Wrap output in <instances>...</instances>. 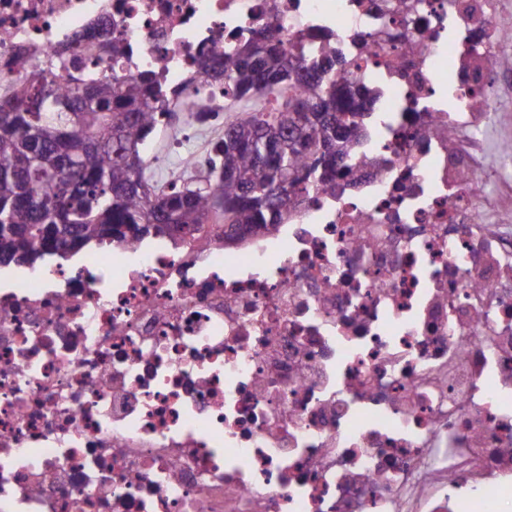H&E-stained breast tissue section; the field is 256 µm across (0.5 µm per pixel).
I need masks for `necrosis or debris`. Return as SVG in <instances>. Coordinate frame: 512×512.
Masks as SVG:
<instances>
[{
  "label": "necrosis or debris",
  "instance_id": "necrosis-or-debris-1",
  "mask_svg": "<svg viewBox=\"0 0 512 512\" xmlns=\"http://www.w3.org/2000/svg\"><path fill=\"white\" fill-rule=\"evenodd\" d=\"M393 2L0 0V97L33 49L101 56L220 126L200 62L264 28L372 103L349 174L272 234L0 272V512H512V226L475 120L512 19Z\"/></svg>",
  "mask_w": 512,
  "mask_h": 512
}]
</instances>
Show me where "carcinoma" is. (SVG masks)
Listing matches in <instances>:
<instances>
[{
    "label": "carcinoma",
    "mask_w": 512,
    "mask_h": 512,
    "mask_svg": "<svg viewBox=\"0 0 512 512\" xmlns=\"http://www.w3.org/2000/svg\"><path fill=\"white\" fill-rule=\"evenodd\" d=\"M42 66L0 102V265L33 266L59 249L164 237L175 243L209 224L265 235L313 187L349 170L372 113L354 82L336 78V53L265 34L201 62L229 80L224 110L238 116L210 143L208 189L156 192L146 152L166 107L151 73L99 77L38 50ZM67 71L66 93L56 78ZM306 88L298 101L283 91Z\"/></svg>",
    "instance_id": "obj_1"
}]
</instances>
